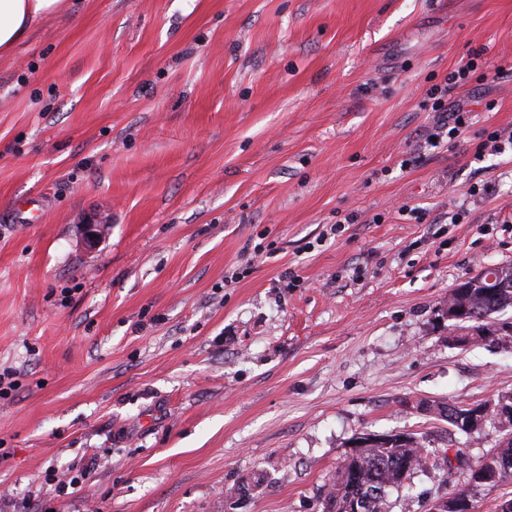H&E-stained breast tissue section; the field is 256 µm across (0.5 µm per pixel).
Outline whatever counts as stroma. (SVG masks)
<instances>
[{"mask_svg": "<svg viewBox=\"0 0 512 512\" xmlns=\"http://www.w3.org/2000/svg\"><path fill=\"white\" fill-rule=\"evenodd\" d=\"M471 58L512 68V0H67L0 55V211L51 198L0 223V512H322L360 434L494 448L429 409L512 395L446 305L512 263V80L425 142ZM478 70L481 72L476 76L475 80L479 82L486 81L488 79V72L482 71L481 68L478 67V63L471 58L464 65L450 72L443 85H433L426 92L425 99L427 104H425V108L429 106V110L432 112H441L447 116V120L442 118L439 125L436 126L438 130L437 133L430 135L432 144H435V142L440 138L442 139L441 134L443 133L446 137L448 135H455L459 131L460 127L465 124V118L462 115V112H448V110H451L448 107V92L456 88L458 85H464L468 81L472 80L474 74ZM449 126L451 127L447 130ZM444 129H446V132H444ZM505 145H510L512 149V130L497 129L489 133L486 140L475 146L474 155L480 158L485 155L488 149L496 153H502ZM48 200L41 193H32L14 201L9 212L3 214L8 222H25L22 224H38L48 209Z\"/></svg>", "mask_w": 512, "mask_h": 512, "instance_id": "1", "label": "stroma"}]
</instances>
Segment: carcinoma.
Instances as JSON below:
<instances>
[{
	"instance_id": "1",
	"label": "carcinoma",
	"mask_w": 512,
	"mask_h": 512,
	"mask_svg": "<svg viewBox=\"0 0 512 512\" xmlns=\"http://www.w3.org/2000/svg\"><path fill=\"white\" fill-rule=\"evenodd\" d=\"M454 305L467 306L472 312L468 330L475 336L473 344L494 343L504 336H512V321L499 320L495 314L512 307V264L487 268L477 276L452 289L448 294ZM434 410L445 418L454 433L466 430L458 423L459 413L467 408L458 404L436 405ZM447 448H428L413 433L385 434V438L368 441L354 448L343 458L325 484L323 512H349L352 502L367 501V512H390L388 495L381 497L376 490L400 489L405 486L402 473L433 469L442 473V482L458 494L466 482L476 477L473 470L455 473L448 463ZM482 470L500 471L501 484L512 483V439H500L495 448L473 461Z\"/></svg>"
}]
</instances>
